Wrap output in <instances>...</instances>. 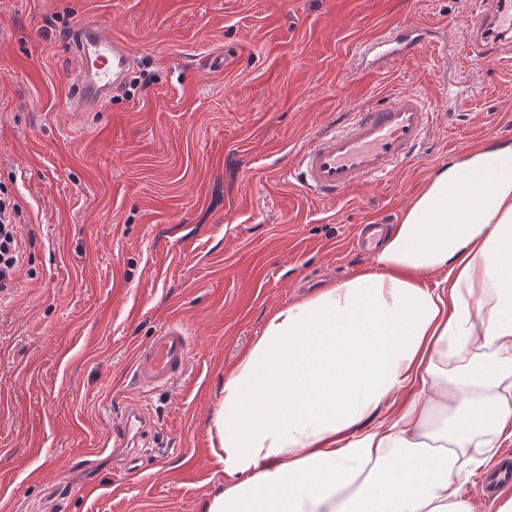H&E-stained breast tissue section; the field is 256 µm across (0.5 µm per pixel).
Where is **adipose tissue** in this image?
<instances>
[{
  "instance_id": "ef3b65f1",
  "label": "adipose tissue",
  "mask_w": 512,
  "mask_h": 512,
  "mask_svg": "<svg viewBox=\"0 0 512 512\" xmlns=\"http://www.w3.org/2000/svg\"><path fill=\"white\" fill-rule=\"evenodd\" d=\"M208 434L203 512H479L461 489L512 444V143L450 159L369 269L269 317Z\"/></svg>"
}]
</instances>
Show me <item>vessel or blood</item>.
I'll list each match as a JSON object with an SVG mask.
<instances>
[{"instance_id":"1","label":"vessel or blood","mask_w":512,"mask_h":512,"mask_svg":"<svg viewBox=\"0 0 512 512\" xmlns=\"http://www.w3.org/2000/svg\"><path fill=\"white\" fill-rule=\"evenodd\" d=\"M466 25L470 32L468 58H484L490 40L499 50L512 48V0H472ZM66 42L76 62L70 77L71 118L80 127L109 108L113 96L126 84L135 57L128 42L108 35L99 20L79 23L68 32ZM437 120V113L416 91L399 92L384 105L358 106L341 120L329 122L297 151L293 173L306 192L341 196L414 160ZM389 229L386 223L360 224L356 237L363 247L375 248ZM190 352L186 325L179 321L167 324L149 343L137 348L133 362L137 382L153 389L172 384L185 374ZM147 426L137 405L125 408L112 431V445L125 449L126 463L135 466L142 462L138 448ZM510 486L512 457H506L495 464L478 491L490 495Z\"/></svg>"}]
</instances>
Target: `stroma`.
I'll list each match as a JSON object with an SVG mask.
<instances>
[{"mask_svg":"<svg viewBox=\"0 0 512 512\" xmlns=\"http://www.w3.org/2000/svg\"><path fill=\"white\" fill-rule=\"evenodd\" d=\"M465 0H0V184L24 262L0 290V512H201L225 475L207 420L279 308L372 263L355 225L398 223L449 159L512 141V56L467 58ZM100 19L136 62L83 127L66 33ZM393 31L388 57L371 49ZM422 38L421 53L405 43ZM223 56L214 69L207 59ZM404 90L441 117L419 158L342 198L290 178L333 115ZM185 375L147 389L133 356L171 321ZM149 463L112 457L125 403Z\"/></svg>","mask_w":512,"mask_h":512,"instance_id":"obj_1","label":"stroma"}]
</instances>
